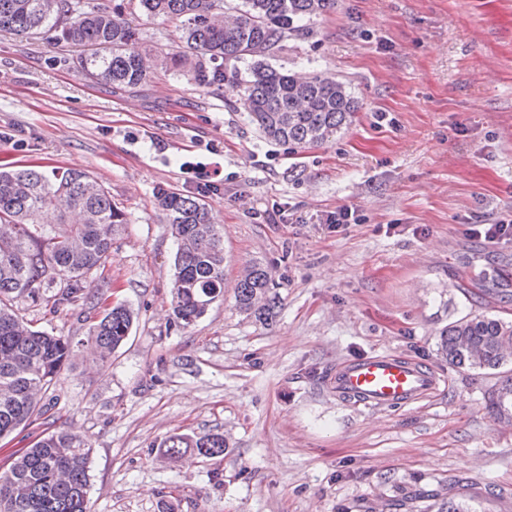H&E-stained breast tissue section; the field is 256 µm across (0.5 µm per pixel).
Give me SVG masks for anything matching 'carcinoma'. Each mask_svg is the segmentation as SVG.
<instances>
[{
  "mask_svg": "<svg viewBox=\"0 0 512 512\" xmlns=\"http://www.w3.org/2000/svg\"><path fill=\"white\" fill-rule=\"evenodd\" d=\"M335 0H0V32L29 37L47 32L87 53L77 63L91 81L114 89L135 88L147 71L128 49L139 39L126 18L134 8L160 18L180 33L178 50L150 46L160 71L188 77L200 86L239 83L244 107L259 132L302 149L336 135L352 122L359 103L345 83L315 73L300 79L277 70L265 56L290 39H306L304 20L322 15ZM248 63L247 76L239 64ZM177 239L173 284L174 323L184 328L202 318L224 294V246L220 226L199 199L161 191ZM127 223L106 188L87 172L40 165L0 168V438L32 423L40 400L54 384L74 346L70 336L34 328L12 305L14 296L40 297L59 287V300L83 305L85 283L102 268L112 236ZM269 269L258 261L241 271L235 307L258 321L276 315L277 295ZM133 313L122 304L90 321L86 336L100 362L128 338ZM512 322L466 315L439 332L438 351L455 368L498 370L512 358ZM491 406L504 417L512 410V377L494 391ZM171 459L228 453L219 433L173 435L164 443ZM92 445L60 430L41 436L10 456L0 471L5 512H87Z\"/></svg>",
  "mask_w": 512,
  "mask_h": 512,
  "instance_id": "carcinoma-1",
  "label": "carcinoma"
}]
</instances>
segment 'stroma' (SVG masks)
Instances as JSON below:
<instances>
[{
  "label": "stroma",
  "mask_w": 512,
  "mask_h": 512,
  "mask_svg": "<svg viewBox=\"0 0 512 512\" xmlns=\"http://www.w3.org/2000/svg\"><path fill=\"white\" fill-rule=\"evenodd\" d=\"M310 26L267 63L333 76L361 108L298 151L264 139L228 84L153 74L116 90L53 35L0 33V165L87 171L128 218L88 280L92 304L14 299L35 328L80 345L43 414L0 438V462L55 430L86 438L90 512H386L421 489L512 512V421L487 407L503 376L451 369L437 352L438 331L466 314L512 322V243L470 233L512 216V0H337ZM190 158L214 189L182 172ZM162 189L200 197L224 233V297L185 329L172 322ZM342 208L350 222L327 223ZM248 261L278 285L272 322L234 307ZM117 302L131 333L94 362L88 320ZM374 353L450 385L395 412L327 390L336 364ZM208 432L228 437L226 456L163 453L169 436Z\"/></svg>",
  "instance_id": "stroma-1"
}]
</instances>
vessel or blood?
<instances>
[{"label": "vessel or blood", "mask_w": 512, "mask_h": 512, "mask_svg": "<svg viewBox=\"0 0 512 512\" xmlns=\"http://www.w3.org/2000/svg\"><path fill=\"white\" fill-rule=\"evenodd\" d=\"M337 397L371 411L396 410L435 397L446 379L406 357L376 353L337 364L329 377Z\"/></svg>", "instance_id": "1"}]
</instances>
